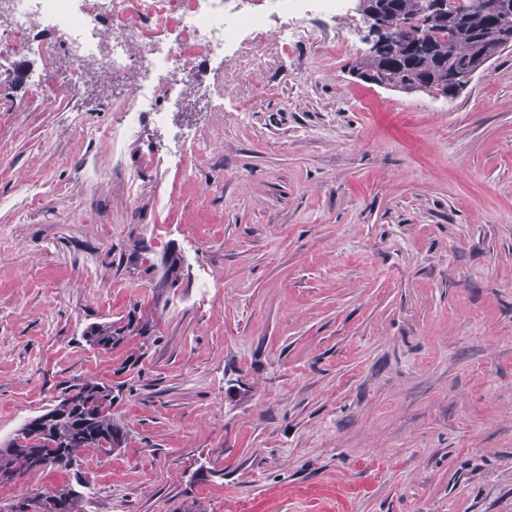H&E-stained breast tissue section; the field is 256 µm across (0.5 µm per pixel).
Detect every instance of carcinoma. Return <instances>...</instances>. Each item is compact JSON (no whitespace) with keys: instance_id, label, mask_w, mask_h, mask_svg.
<instances>
[{"instance_id":"cac0c4a2","label":"carcinoma","mask_w":512,"mask_h":512,"mask_svg":"<svg viewBox=\"0 0 512 512\" xmlns=\"http://www.w3.org/2000/svg\"><path fill=\"white\" fill-rule=\"evenodd\" d=\"M366 10L381 16L386 27L424 26L419 44L394 39L374 53L357 58L353 69L399 92L413 88L454 98L460 88L454 78L465 75L512 47V0H498L486 11L476 0H360ZM181 258L165 262L164 281L175 284ZM149 320L128 319L124 325L103 322L86 332V342L110 350L127 335L141 336ZM69 393L46 414L24 425L0 446V487L24 474L47 467L66 470L86 451L109 456L127 447L128 432L112 416L116 396L103 381L76 379ZM84 495L69 483L46 488L22 502L26 512H84Z\"/></svg>"}]
</instances>
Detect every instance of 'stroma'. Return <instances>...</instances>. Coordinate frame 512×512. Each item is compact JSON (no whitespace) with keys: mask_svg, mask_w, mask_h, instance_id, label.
<instances>
[{"mask_svg":"<svg viewBox=\"0 0 512 512\" xmlns=\"http://www.w3.org/2000/svg\"><path fill=\"white\" fill-rule=\"evenodd\" d=\"M367 38L353 11L252 82L226 61L122 177L101 83L49 105L37 57L0 70V444L66 381L118 387L84 512H512V49L445 99L352 74ZM148 324L149 320L142 317L136 320L134 325L132 318H128L127 323L121 326H117L112 321L94 324L86 332V342L96 348L110 350L127 335L136 332L137 335L142 336L148 330Z\"/></svg>","mask_w":512,"mask_h":512,"instance_id":"1","label":"stroma"}]
</instances>
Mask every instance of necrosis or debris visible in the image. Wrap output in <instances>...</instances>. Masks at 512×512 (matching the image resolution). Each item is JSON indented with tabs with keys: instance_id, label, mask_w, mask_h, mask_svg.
Listing matches in <instances>:
<instances>
[{
	"instance_id": "necrosis-or-debris-1",
	"label": "necrosis or debris",
	"mask_w": 512,
	"mask_h": 512,
	"mask_svg": "<svg viewBox=\"0 0 512 512\" xmlns=\"http://www.w3.org/2000/svg\"><path fill=\"white\" fill-rule=\"evenodd\" d=\"M0 0V64L38 55L35 74L47 101L78 91L89 71L125 77L129 94L114 103L120 122L108 130L114 143L136 136L143 113L164 120L169 104L217 91L205 61L240 57L269 39L287 46L313 45L312 23L347 13L352 0H279L282 14L247 6L246 0ZM179 40L163 41L171 29ZM71 69L68 86L49 70L57 58Z\"/></svg>"
}]
</instances>
